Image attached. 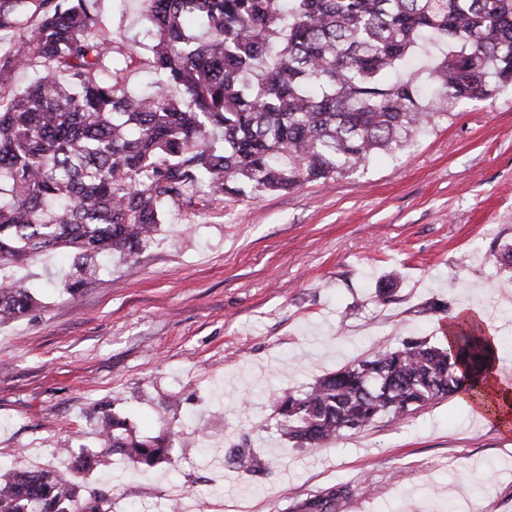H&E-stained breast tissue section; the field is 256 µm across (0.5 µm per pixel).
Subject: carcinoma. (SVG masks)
Returning a JSON list of instances; mask_svg holds the SVG:
<instances>
[{
	"mask_svg": "<svg viewBox=\"0 0 512 512\" xmlns=\"http://www.w3.org/2000/svg\"><path fill=\"white\" fill-rule=\"evenodd\" d=\"M156 88L134 94L94 0H0V268L70 255L71 292L100 260L135 264L172 207L252 198L326 181L402 147L461 101L512 86V0H140ZM428 39L442 57L401 73ZM35 73L26 85L15 73ZM39 305L30 277L0 276V322ZM498 350L465 319L451 345L378 349L276 402L283 438L317 448L383 416L470 393ZM101 451L72 468L168 458L108 407ZM236 468L253 454L238 449ZM79 486L24 469L0 473V512H75ZM338 483L291 512H337Z\"/></svg>",
	"mask_w": 512,
	"mask_h": 512,
	"instance_id": "carcinoma-1",
	"label": "carcinoma"
}]
</instances>
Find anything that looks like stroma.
<instances>
[{
	"instance_id": "1",
	"label": "stroma",
	"mask_w": 512,
	"mask_h": 512,
	"mask_svg": "<svg viewBox=\"0 0 512 512\" xmlns=\"http://www.w3.org/2000/svg\"><path fill=\"white\" fill-rule=\"evenodd\" d=\"M106 29L138 45L137 11L99 0ZM512 91L457 104L401 150L334 180L168 214L134 266L106 265L0 323V466L55 472L97 450L99 408L139 435L171 433L169 461L113 459L67 472L112 512H289L348 484L338 512H512V430L458 399L379 418L325 447L276 429L275 395L408 337L441 342L459 309L485 310L512 372ZM394 289L379 298L385 280ZM247 448L254 471L229 465Z\"/></svg>"
}]
</instances>
